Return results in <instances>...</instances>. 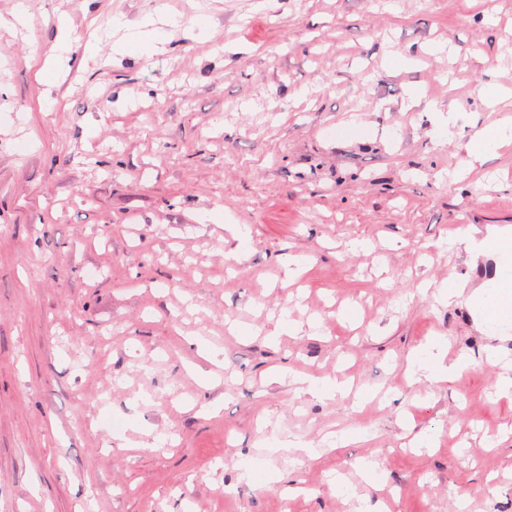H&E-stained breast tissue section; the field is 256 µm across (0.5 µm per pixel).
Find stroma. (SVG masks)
<instances>
[{
  "instance_id": "obj_1",
  "label": "stroma",
  "mask_w": 512,
  "mask_h": 512,
  "mask_svg": "<svg viewBox=\"0 0 512 512\" xmlns=\"http://www.w3.org/2000/svg\"><path fill=\"white\" fill-rule=\"evenodd\" d=\"M26 2L0 28V512H512L485 360L512 361V331L418 292L482 286L453 232L512 227V145L465 168L499 118L481 90H512V0ZM149 14L164 52L113 51V19ZM429 101L460 107L452 141ZM434 340L471 367L411 381ZM293 382L299 391L317 396L343 395L347 390L346 383L337 378L313 379L294 376Z\"/></svg>"
}]
</instances>
